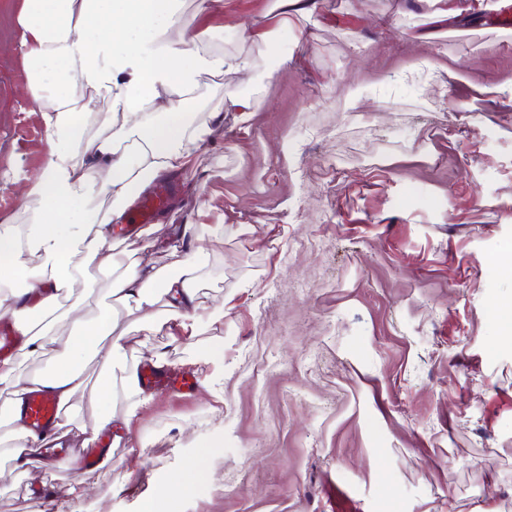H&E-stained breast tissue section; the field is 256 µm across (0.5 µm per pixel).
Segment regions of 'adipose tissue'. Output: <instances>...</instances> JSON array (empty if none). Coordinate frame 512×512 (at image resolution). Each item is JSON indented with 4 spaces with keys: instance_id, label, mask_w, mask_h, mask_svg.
Instances as JSON below:
<instances>
[{
    "instance_id": "obj_1",
    "label": "adipose tissue",
    "mask_w": 512,
    "mask_h": 512,
    "mask_svg": "<svg viewBox=\"0 0 512 512\" xmlns=\"http://www.w3.org/2000/svg\"><path fill=\"white\" fill-rule=\"evenodd\" d=\"M178 0H21L18 49L28 72L33 111L47 131V156L27 177L23 223H0V307L11 312L28 356L56 352L55 370L24 376L13 360L0 361V402L13 459L27 468L31 456L48 440L71 430L96 438L109 417L92 425L79 421L76 396L86 388L83 366L96 360L102 378L94 388L102 399L122 395L124 422H131L149 402L130 362L133 334L115 310L139 312L150 324L156 306L185 338L197 336L204 322L226 314L227 305L200 317L199 292L207 276V242L221 238L220 224H190L194 249L177 254L164 268L125 262L109 233L120 221L137 190L162 173L186 170L209 141L208 120L187 109L188 95L201 74L222 75L249 69L245 58H228L205 50L197 39H170L178 19ZM162 111H150L156 99ZM112 203L102 210L99 199ZM107 266L111 308L82 320L88 306L80 297L70 307L80 317L78 333L66 336L38 329L45 313L57 305L58 288H84L85 272ZM48 387L65 410L64 421L50 433L29 432L19 409L30 384Z\"/></svg>"
}]
</instances>
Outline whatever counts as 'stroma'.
<instances>
[{"instance_id":"stroma-1","label":"stroma","mask_w":512,"mask_h":512,"mask_svg":"<svg viewBox=\"0 0 512 512\" xmlns=\"http://www.w3.org/2000/svg\"><path fill=\"white\" fill-rule=\"evenodd\" d=\"M314 2L180 0L189 36L251 67L200 77L189 109L214 134L183 205L120 243L160 268L180 226L223 225L201 298L232 307L188 343L150 326L138 363L165 355L191 387L152 388L127 428L122 398L79 393L123 449L48 482L0 464V512H64L80 480L84 512H512V98L494 92L512 30L496 0ZM17 3L0 0V220L48 149ZM219 344L214 380L194 357ZM191 465V495L166 498Z\"/></svg>"}]
</instances>
